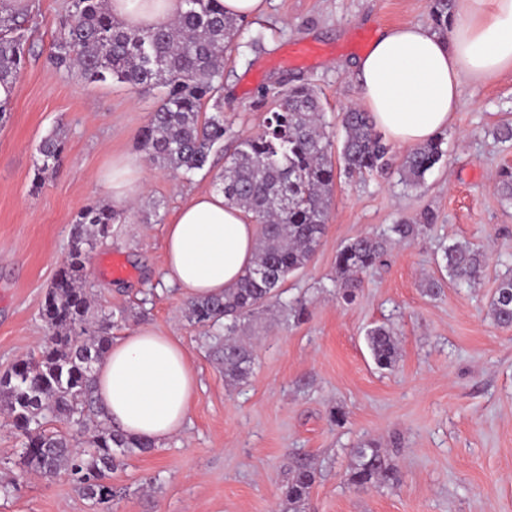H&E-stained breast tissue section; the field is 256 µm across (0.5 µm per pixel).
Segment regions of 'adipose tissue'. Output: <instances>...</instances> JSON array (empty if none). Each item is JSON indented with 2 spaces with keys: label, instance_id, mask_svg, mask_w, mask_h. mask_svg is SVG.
I'll list each match as a JSON object with an SVG mask.
<instances>
[{
  "label": "adipose tissue",
  "instance_id": "1",
  "mask_svg": "<svg viewBox=\"0 0 512 512\" xmlns=\"http://www.w3.org/2000/svg\"><path fill=\"white\" fill-rule=\"evenodd\" d=\"M441 35L420 24L386 27L355 65L358 106L393 143L413 147L446 129L468 83L512 69V0H456ZM132 28L171 23L183 0H109ZM142 162L113 158L104 174L114 210L142 194ZM257 226L212 191L192 196L165 233L164 281L186 298L217 297L254 262ZM197 379L181 342L143 325L113 342L95 366V396L115 429L164 444L189 419Z\"/></svg>",
  "mask_w": 512,
  "mask_h": 512
}]
</instances>
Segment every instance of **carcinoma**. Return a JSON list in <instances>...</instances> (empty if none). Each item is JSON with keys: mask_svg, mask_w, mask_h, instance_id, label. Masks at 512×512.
Masks as SVG:
<instances>
[{"mask_svg": "<svg viewBox=\"0 0 512 512\" xmlns=\"http://www.w3.org/2000/svg\"><path fill=\"white\" fill-rule=\"evenodd\" d=\"M455 0H434L433 20L444 31ZM107 0H71L61 17L49 55L58 71L77 69L90 83L109 80L132 88L162 91L159 105L149 114L140 134L142 149L156 162L185 174L204 169L214 149L224 142L228 127L224 110L214 103L211 115L201 117L207 102L221 91L226 53L244 17L224 14L221 0H184L186 8L168 25L131 29L112 16ZM37 26V17L20 0H0V83L13 86L34 54L24 32ZM345 137L337 160H332L333 133L314 88L292 85L269 112L260 132L241 139L224 161L219 176L224 199L242 208L259 227L252 267L222 298L189 302L188 317L209 334V350L231 384L252 373L251 345L236 337L241 322L265 305L281 301L288 276L303 268L325 234L328 205L336 178H363L390 168V146L377 132L371 113L350 109L342 114ZM63 130L55 128L38 146L33 182L55 172L64 152ZM444 155L442 141L413 148L400 167L402 183L421 185L425 174ZM120 220L105 204H90L78 215L71 249L56 274L42 307L50 332L38 354L18 358L0 375V407L26 438L20 454L23 474L65 475L88 499L106 506L122 497L110 474L121 458L152 448L112 429L94 397L93 366L112 346V313L92 310L84 291L85 259L93 241L105 239ZM416 225L390 224L379 235L358 237L336 253V286L350 302L362 288L361 275L382 262L388 244L411 239ZM444 268L458 283L480 280L484 255L470 246L450 244ZM491 317L501 327L512 326V276L499 282L491 302ZM224 328V334L212 330ZM372 359L380 369L394 367L398 348L392 330L375 325L366 331ZM87 434L83 446L75 436L46 428L47 417ZM349 484L358 489L392 487L398 471L382 449L360 444L352 450ZM314 471L298 459L285 485L288 503L305 499Z\"/></svg>", "mask_w": 512, "mask_h": 512, "instance_id": "cac0c4a2", "label": "carcinoma"}]
</instances>
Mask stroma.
I'll return each instance as SVG.
<instances>
[{
	"mask_svg": "<svg viewBox=\"0 0 512 512\" xmlns=\"http://www.w3.org/2000/svg\"><path fill=\"white\" fill-rule=\"evenodd\" d=\"M69 4L35 0L36 55L0 120V372L45 344L41 309L77 216L108 203L102 173L113 157L140 153V132L160 100L155 89L88 84L51 66L56 22ZM432 7L433 0H269L264 16L247 18L224 64L220 103L231 138L191 174L145 162V190L90 250L86 286L114 311L113 338L141 325L177 336L198 387L178 435L112 472L123 491L112 512H512V327L489 315L500 280L512 274V202L499 188L512 144L494 136L512 120V70L467 85L440 133L445 154L420 188L401 183L407 150L399 146L388 173L336 180L322 243L283 286L285 299H304L309 315L296 321L274 303L245 327L255 345L246 382H225L203 328L186 316V298L161 280L166 224L191 195L216 190L236 139L262 129L277 96L309 84L340 131L359 97L356 58L380 28L430 24ZM58 126L63 163L34 188L38 145ZM400 220L420 225L418 237L391 243L383 265L364 273L357 299L344 303L337 250ZM453 243L484 252L481 280L451 281L429 296L426 281L442 278L443 250ZM115 256L127 276L109 274ZM380 324L398 342L389 371L376 367L365 341ZM24 442L0 409V485L9 488L0 512H99L70 479L19 477ZM361 443L387 449L397 486L348 484L351 451ZM299 458L316 476L294 508L282 490Z\"/></svg>",
	"mask_w": 512,
	"mask_h": 512,
	"instance_id": "35a3bbf8",
	"label": "stroma"
}]
</instances>
